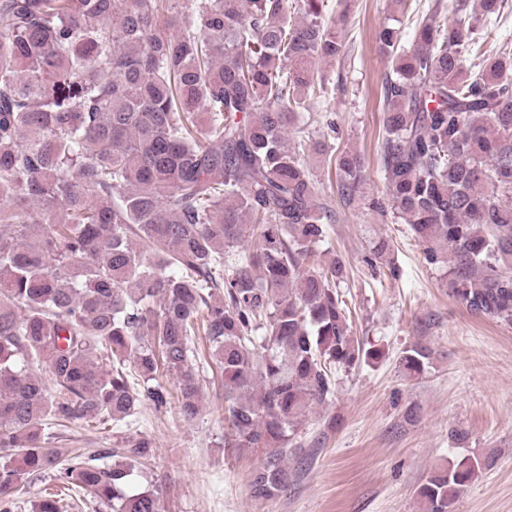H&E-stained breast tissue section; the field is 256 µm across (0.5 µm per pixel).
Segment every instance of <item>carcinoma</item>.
<instances>
[{
	"label": "carcinoma",
	"instance_id": "obj_1",
	"mask_svg": "<svg viewBox=\"0 0 512 512\" xmlns=\"http://www.w3.org/2000/svg\"><path fill=\"white\" fill-rule=\"evenodd\" d=\"M299 2L198 0L180 25L179 0H0V512L49 470L100 509L166 512L163 486L130 491L150 439L124 438L110 465L77 449L62 463L52 428L96 420L120 433L173 398L191 422L214 365L224 446L267 450L249 487L270 500L338 373L384 357L353 335L349 261L321 259L336 211L309 144L288 146L306 102L329 98L316 62L345 50L327 0ZM503 8L434 0L409 47L400 28L378 30L384 195L369 207L393 209L425 262L448 269L449 298L511 325L512 54H479V26ZM330 161L350 206L363 158ZM365 262L399 274L384 238ZM431 356L415 343L400 361L415 375ZM488 466L471 453L434 470L423 512H454Z\"/></svg>",
	"mask_w": 512,
	"mask_h": 512
}]
</instances>
